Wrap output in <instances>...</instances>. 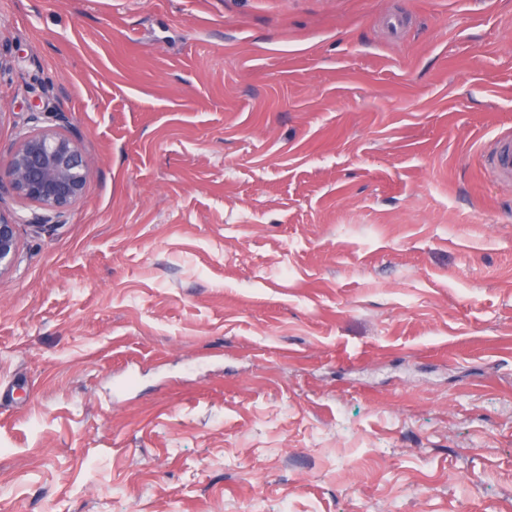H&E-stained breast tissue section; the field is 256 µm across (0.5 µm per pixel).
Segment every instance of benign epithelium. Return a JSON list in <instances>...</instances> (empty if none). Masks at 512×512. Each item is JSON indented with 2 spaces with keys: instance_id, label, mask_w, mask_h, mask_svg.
I'll use <instances>...</instances> for the list:
<instances>
[{
  "instance_id": "7a95c632",
  "label": "benign epithelium",
  "mask_w": 512,
  "mask_h": 512,
  "mask_svg": "<svg viewBox=\"0 0 512 512\" xmlns=\"http://www.w3.org/2000/svg\"><path fill=\"white\" fill-rule=\"evenodd\" d=\"M33 128L18 139L5 166V181L17 197L36 208L29 216L0 214V274L17 262V226L61 224L80 201L91 172L80 139L67 127L63 113L31 114Z\"/></svg>"
}]
</instances>
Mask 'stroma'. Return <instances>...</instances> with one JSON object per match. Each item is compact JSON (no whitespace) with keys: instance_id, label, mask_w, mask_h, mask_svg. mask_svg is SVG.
<instances>
[{"instance_id":"1","label":"stroma","mask_w":512,"mask_h":512,"mask_svg":"<svg viewBox=\"0 0 512 512\" xmlns=\"http://www.w3.org/2000/svg\"><path fill=\"white\" fill-rule=\"evenodd\" d=\"M0 21V162L92 163L0 276V512H512V0ZM485 153L491 173L501 181H512V134H498Z\"/></svg>"}]
</instances>
